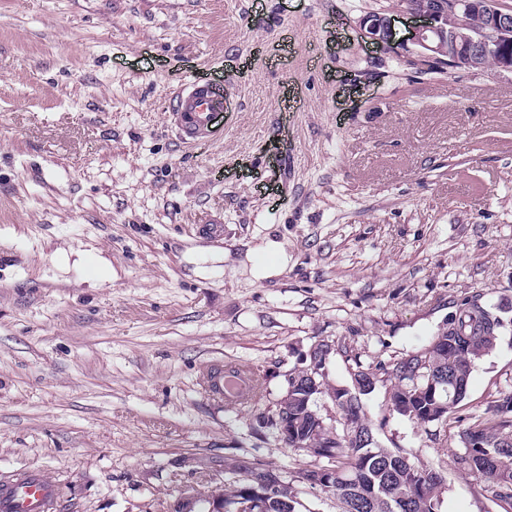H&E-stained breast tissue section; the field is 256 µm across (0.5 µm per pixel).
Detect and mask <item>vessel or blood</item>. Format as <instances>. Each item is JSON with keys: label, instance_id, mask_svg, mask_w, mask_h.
I'll return each instance as SVG.
<instances>
[{"label": "vessel or blood", "instance_id": "1", "mask_svg": "<svg viewBox=\"0 0 512 512\" xmlns=\"http://www.w3.org/2000/svg\"><path fill=\"white\" fill-rule=\"evenodd\" d=\"M172 122L181 143L191 144L211 134L224 112V93L197 81L178 90L170 109ZM222 365L206 366L202 376L204 391L211 397L234 402L251 399L258 382L247 369L236 368L233 392H226ZM63 493L60 485L45 480L36 472H16L0 478V512H54Z\"/></svg>", "mask_w": 512, "mask_h": 512}]
</instances>
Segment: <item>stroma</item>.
Segmentation results:
<instances>
[{
    "label": "stroma",
    "mask_w": 512,
    "mask_h": 512,
    "mask_svg": "<svg viewBox=\"0 0 512 512\" xmlns=\"http://www.w3.org/2000/svg\"><path fill=\"white\" fill-rule=\"evenodd\" d=\"M396 0H0V474L64 487L57 512H195L247 457L297 486L322 459L269 424L310 349L316 409L427 347L461 301L501 321L443 423L366 399L378 446L444 478L442 512H507L459 438L512 393V73L407 63ZM387 10L393 51L362 36ZM224 89L185 145L172 95ZM291 112H284V102ZM224 236L199 233L213 216ZM275 266L259 278V266ZM252 369L248 403L201 387Z\"/></svg>",
    "instance_id": "obj_1"
}]
</instances>
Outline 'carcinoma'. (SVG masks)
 Returning a JSON list of instances; mask_svg holds the SVG:
<instances>
[{
  "label": "carcinoma",
  "instance_id": "obj_1",
  "mask_svg": "<svg viewBox=\"0 0 512 512\" xmlns=\"http://www.w3.org/2000/svg\"><path fill=\"white\" fill-rule=\"evenodd\" d=\"M498 328L499 320L484 307L462 301L448 330L393 365L388 378L392 410L421 425L447 419L465 398L472 364L492 348ZM307 374L302 369L288 375V426L297 421L308 432L288 436L286 445L325 459L328 465L302 471V483L335 499L339 512H441L443 476L399 450L367 442L373 430L363 419V398L350 405L341 429L326 439L328 446L317 447L309 432L316 425L318 392L295 388ZM489 412L490 422L477 419L460 431L468 447L463 463L485 482V491L507 499L504 489L512 486V397L493 401ZM227 470V486L217 496L224 498L228 512H278V501L262 496L270 481L280 482L279 496L290 502L288 512H298L292 486L276 471L240 458ZM326 474L329 482L319 483Z\"/></svg>",
  "mask_w": 512,
  "mask_h": 512
}]
</instances>
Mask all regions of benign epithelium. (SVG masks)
<instances>
[{
	"label": "benign epithelium",
	"mask_w": 512,
	"mask_h": 512,
	"mask_svg": "<svg viewBox=\"0 0 512 512\" xmlns=\"http://www.w3.org/2000/svg\"><path fill=\"white\" fill-rule=\"evenodd\" d=\"M405 12L417 20L408 36L417 67L482 71L491 63L512 72V7L504 0H430L424 7L409 3ZM360 28L375 45L391 43V21L383 11L363 16Z\"/></svg>",
	"instance_id": "obj_1"
}]
</instances>
